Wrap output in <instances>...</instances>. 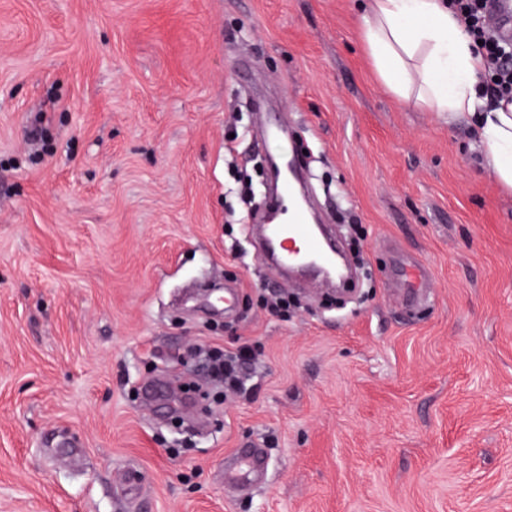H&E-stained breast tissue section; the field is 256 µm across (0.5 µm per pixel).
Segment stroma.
I'll use <instances>...</instances> for the list:
<instances>
[{
  "label": "stroma",
  "mask_w": 512,
  "mask_h": 512,
  "mask_svg": "<svg viewBox=\"0 0 512 512\" xmlns=\"http://www.w3.org/2000/svg\"><path fill=\"white\" fill-rule=\"evenodd\" d=\"M358 2L0 0V512H512V191L388 91ZM267 122L360 243L351 300L247 232ZM245 343L208 416L138 395ZM251 356L249 346H242L236 353L215 351L211 355L215 373L224 377V389L238 391L244 386V363ZM264 457L259 448H245L237 453V457L228 463L232 470H225V479L231 478L240 484L250 485L264 474Z\"/></svg>",
  "instance_id": "35a3bbf8"
}]
</instances>
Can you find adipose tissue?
<instances>
[{"mask_svg": "<svg viewBox=\"0 0 512 512\" xmlns=\"http://www.w3.org/2000/svg\"><path fill=\"white\" fill-rule=\"evenodd\" d=\"M360 27L391 93L415 100L444 122L471 120L495 180L512 189V104L484 96L477 81L481 57L448 0H368Z\"/></svg>", "mask_w": 512, "mask_h": 512, "instance_id": "obj_1", "label": "adipose tissue"}]
</instances>
